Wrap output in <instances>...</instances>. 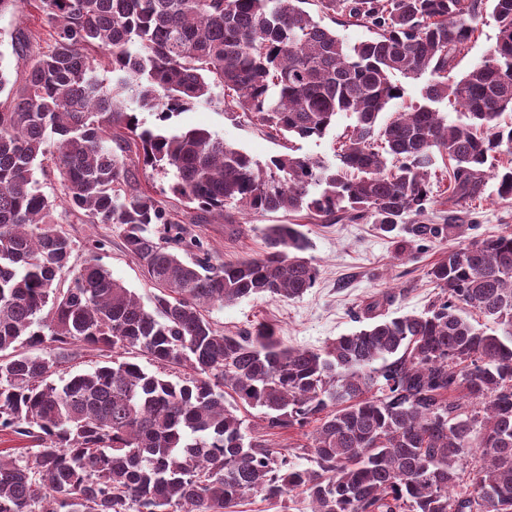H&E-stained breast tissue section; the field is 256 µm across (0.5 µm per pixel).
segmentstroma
<instances>
[{"mask_svg":"<svg viewBox=\"0 0 512 512\" xmlns=\"http://www.w3.org/2000/svg\"><path fill=\"white\" fill-rule=\"evenodd\" d=\"M165 127L172 132L207 129L262 163L284 151L281 138L214 104H198L174 113ZM466 211L474 224L473 234L512 232V199H500L494 181H487L483 193L469 202ZM55 215L75 242L73 264L87 257L92 240L109 237V245L98 254L101 264L142 301H149L152 290L143 269L126 252L118 232L84 223L61 207ZM271 224L303 225L312 242L307 256L318 269L316 283L294 300L262 295L210 309V320L225 334L236 335L265 323L286 345L320 349L355 331L357 314L372 301H381L386 313L398 316L422 312L437 293L426 272L446 256L448 241L426 242L401 253L389 234L367 220L327 224L304 211L278 210L239 215L231 224L221 219L190 224L186 231L207 244L215 262H236L262 254L263 233Z\"/></svg>","mask_w":512,"mask_h":512,"instance_id":"obj_1","label":"stroma"}]
</instances>
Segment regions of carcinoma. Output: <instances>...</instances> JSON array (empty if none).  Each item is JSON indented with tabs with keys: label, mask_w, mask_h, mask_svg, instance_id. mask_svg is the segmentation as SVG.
<instances>
[{
	"label": "carcinoma",
	"mask_w": 512,
	"mask_h": 512,
	"mask_svg": "<svg viewBox=\"0 0 512 512\" xmlns=\"http://www.w3.org/2000/svg\"><path fill=\"white\" fill-rule=\"evenodd\" d=\"M489 1L496 42L456 77ZM307 2L35 0L51 43L18 30L23 68L12 81L0 70V430L36 450L0 454V512H237L296 489L311 512H512V233L448 248L427 270L440 292L426 312L389 317L373 302L370 324L322 349L263 324L228 336L208 318L256 295L300 298L317 270L297 224L266 227L256 258L215 264L186 241V222L305 209L432 241L459 234L486 177L512 199V165L489 164L512 152L500 123L512 112V0H317L338 25L372 33L357 44ZM424 74L423 102L380 122L404 97L395 77ZM444 100L458 120L434 107ZM215 101L285 140L351 123L334 164L291 153L262 164L206 129L168 134L127 111L165 122ZM444 157L458 210L425 224ZM41 158L52 197L34 176ZM167 167L180 217L140 181ZM59 204L120 231L157 290L150 305L99 263L105 243L71 263ZM468 308L492 326L474 327ZM77 344L104 363L67 375ZM174 366L183 373L170 379ZM313 419L312 466L298 469L267 432ZM315 3L316 2L309 1L308 4H303V7L306 10H308L316 20L320 21L322 25L336 29V32L341 37L346 39L348 42L355 43L358 41L369 39L372 36V34L366 28L361 27V26L354 25V26H346L344 28V27L335 25L332 22V20L330 19V16L322 13L319 10V7L317 5H315Z\"/></svg>",
	"instance_id": "cac0c4a2"
}]
</instances>
